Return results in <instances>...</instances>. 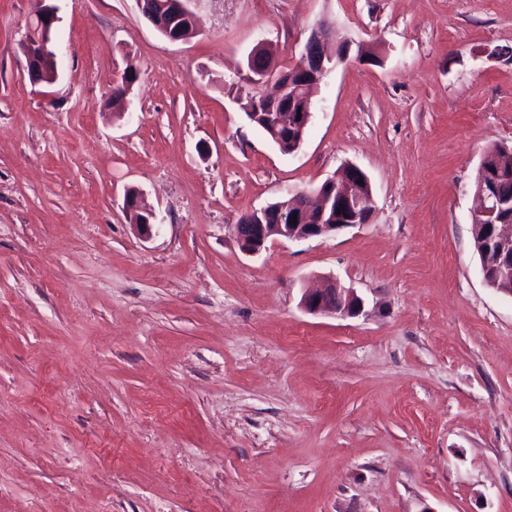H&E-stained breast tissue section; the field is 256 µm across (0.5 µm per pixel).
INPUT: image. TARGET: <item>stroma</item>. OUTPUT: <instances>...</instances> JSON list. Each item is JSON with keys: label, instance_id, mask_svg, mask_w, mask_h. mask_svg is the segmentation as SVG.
<instances>
[{"label": "stroma", "instance_id": "obj_1", "mask_svg": "<svg viewBox=\"0 0 512 512\" xmlns=\"http://www.w3.org/2000/svg\"><path fill=\"white\" fill-rule=\"evenodd\" d=\"M57 5L46 86L42 0H0V512H512V297L471 235L512 145V0H193L178 43L135 0ZM321 23L349 59L284 154L240 66L260 41L295 66ZM348 164L370 223L242 252V214ZM329 277L363 315L300 309ZM59 21L58 9L53 4H47L36 15L32 25L31 34L23 45V52L28 60V75H30L33 84H52L57 79V68H54L49 62L47 69L53 70L51 77L43 74V64L41 59L51 60L55 63V52L52 44V33L56 23ZM54 54H52V53ZM40 65V78H36L34 73ZM136 203L131 206L129 204V197L126 199V212L129 214L132 226L136 230V232L141 236L145 238H149L152 235L153 227L155 224H153L152 220H155V213L154 211L149 208L145 202L144 199L142 203L139 202V196L135 199ZM144 215V218H141L140 221L137 219V214Z\"/></svg>", "mask_w": 512, "mask_h": 512}]
</instances>
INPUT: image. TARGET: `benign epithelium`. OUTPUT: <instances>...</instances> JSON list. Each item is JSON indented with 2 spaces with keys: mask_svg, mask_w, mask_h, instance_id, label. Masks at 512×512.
<instances>
[{
  "mask_svg": "<svg viewBox=\"0 0 512 512\" xmlns=\"http://www.w3.org/2000/svg\"><path fill=\"white\" fill-rule=\"evenodd\" d=\"M158 12L170 19L168 23H159L156 30L171 42L188 39L195 31L196 16L190 8L191 0H156ZM59 21L58 9L47 4L36 15L31 34L23 45L28 60V75L34 84H52L57 72L51 77H34L40 61L55 60L53 54L52 33ZM330 39V31L321 26L315 28L304 46L301 60L293 71L288 72L278 63L276 56H266L269 46L265 42L257 43L247 56L249 64L259 57H268L269 63L248 73L255 85L264 84L276 93L294 89L293 96L299 104L301 113H285L288 129L297 133L296 146H301L305 132L312 118L310 90L318 85L335 65L347 58L348 46L340 44L336 55L327 54L325 47ZM310 73L314 81H305L292 85L296 74ZM500 172L485 168L475 185L472 223L493 224L494 233L489 240L490 249L483 254L481 271L486 284L499 279L512 280V218L500 223L502 214L512 215V199L502 195L498 182ZM369 182L367 174L359 167L348 164L341 171V181L332 177L314 195L296 194L277 203L242 215L232 225L233 233L241 250L248 255H256L266 249L267 243L276 240L302 241L313 237L333 235L361 224L372 221L375 205L372 188L362 192L361 182ZM132 226L145 238L152 235L154 211L145 203L126 205ZM300 307L312 315L333 316L339 318L357 317L363 312L364 301L352 288H346L335 280H328L319 288L302 289Z\"/></svg>",
  "mask_w": 512,
  "mask_h": 512,
  "instance_id": "obj_1",
  "label": "benign epithelium"
}]
</instances>
